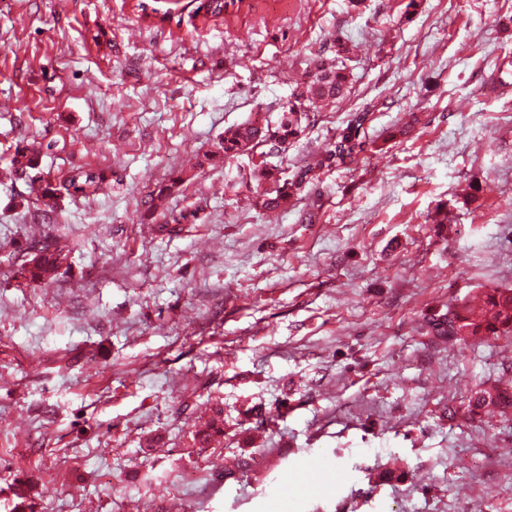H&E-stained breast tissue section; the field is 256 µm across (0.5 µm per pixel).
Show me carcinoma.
Here are the masks:
<instances>
[{"mask_svg":"<svg viewBox=\"0 0 512 512\" xmlns=\"http://www.w3.org/2000/svg\"><path fill=\"white\" fill-rule=\"evenodd\" d=\"M349 49L342 46L337 50L336 58L322 59L316 65L311 80L302 88L292 92L285 110L275 129L262 127L255 123H245L224 131V138L214 155L225 159L241 154L259 152V155L281 153L288 144L298 139L310 119V109L318 103L332 102L341 98L346 90L348 74L345 60ZM366 114L360 113L339 131L336 139L324 151L316 166L301 169L293 180H282L276 169L262 163L249 173L250 181L262 189L258 203L264 209L277 210L285 207L302 185L309 182L314 168L344 165L367 151V141L361 134ZM40 151L34 146L16 148L11 165L17 176L26 174L34 168ZM104 174L100 170H82L73 173L62 184V189L70 196L90 197L98 193ZM66 261L63 249L52 240L38 242L35 252L27 265L23 267L24 277L31 282L53 279ZM429 334L453 339L461 334L466 336H487L512 339V289L494 290L483 294L482 303L473 305L468 301L448 308V312L433 315L429 320ZM494 404L502 408L512 407V391L497 389L493 392L480 391L471 401V406L480 409ZM222 411H216L212 419L194 435V441L205 444L213 434L221 431L219 424Z\"/></svg>","mask_w":512,"mask_h":512,"instance_id":"1","label":"carcinoma"}]
</instances>
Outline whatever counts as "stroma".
I'll return each instance as SVG.
<instances>
[{"label": "stroma", "mask_w": 512, "mask_h": 512, "mask_svg": "<svg viewBox=\"0 0 512 512\" xmlns=\"http://www.w3.org/2000/svg\"><path fill=\"white\" fill-rule=\"evenodd\" d=\"M137 2L0 0V512H273L313 457L343 478L286 512H512V408L469 403L512 389V342L428 333L512 289V0ZM341 45L345 96L265 160L292 179L365 109L370 150L274 212L259 155L196 167ZM44 237L70 267L26 282ZM40 151L33 146L17 147L11 165L16 176L26 175L27 169L36 165ZM104 180L101 170H82L69 176L62 184V189L70 196H95Z\"/></svg>", "instance_id": "obj_1"}]
</instances>
